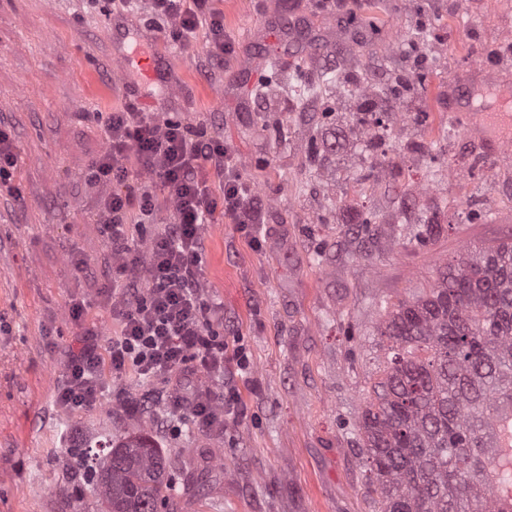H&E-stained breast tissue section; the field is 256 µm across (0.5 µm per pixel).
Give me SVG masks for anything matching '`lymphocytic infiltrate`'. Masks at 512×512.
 <instances>
[{
	"mask_svg": "<svg viewBox=\"0 0 512 512\" xmlns=\"http://www.w3.org/2000/svg\"><path fill=\"white\" fill-rule=\"evenodd\" d=\"M147 11L171 25L180 38L206 28L211 55L223 59L224 17L210 8L209 0H148ZM105 134L107 148L92 162L85 186L98 196L97 221L109 233L113 262L101 275L121 282L123 288L115 310L121 334L113 340L108 357H101L91 343L69 357L57 394L58 405L67 409L96 404L106 358L113 370L128 369L147 381L187 369L223 375L227 345L204 319L208 304L199 280L201 228L211 223L219 207L250 234L259 220V209L242 186L219 134L197 133L181 121H160L128 109L109 114ZM133 163L155 176L174 204L171 224L144 253L133 246L129 221L154 223L158 199L153 189L142 185L117 191ZM208 170L222 182L223 203H216L212 195L204 177ZM218 399L225 415L240 414L239 395L230 385L217 396L178 387L168 405L175 412L190 410L198 422L210 426Z\"/></svg>",
	"mask_w": 512,
	"mask_h": 512,
	"instance_id": "obj_1",
	"label": "lymphocytic infiltrate"
}]
</instances>
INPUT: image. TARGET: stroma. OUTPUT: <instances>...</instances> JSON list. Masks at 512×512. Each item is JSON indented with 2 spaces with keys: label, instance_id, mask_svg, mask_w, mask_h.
I'll list each match as a JSON object with an SVG mask.
<instances>
[{
  "label": "stroma",
  "instance_id": "obj_1",
  "mask_svg": "<svg viewBox=\"0 0 512 512\" xmlns=\"http://www.w3.org/2000/svg\"><path fill=\"white\" fill-rule=\"evenodd\" d=\"M352 2L331 0L320 10L316 0H214L232 46L220 61L204 31L182 43L166 22L151 24L178 81L171 118L223 135L263 216L257 246L223 211L202 227L201 283L216 309L213 327L249 359L246 369L228 361L223 376L188 380L214 392L227 380L239 393L241 414L205 428L189 412H169L167 383L130 371L105 370L94 406L57 404L65 363L83 336L93 334L103 350L121 329L113 313L121 290L98 276L110 259L108 236L84 186L107 146L103 114L130 105L112 61L117 9L113 0H0V124L15 137L21 191L0 192V512H103L96 489L76 476L73 444L139 433L152 435L163 455L177 512H377L357 437L388 355L376 302L430 287L437 268L460 254L512 239L511 202L490 200L488 214L474 219L451 207L449 182L466 193L490 191L465 174L469 157L485 156L482 142L463 139L442 170L421 164L409 144L445 137L448 71H471L477 44L512 37V0H398L392 12L383 0H360L358 12ZM273 9L299 39L264 40ZM425 12L444 21L450 40L424 90L399 110L429 122L409 129L377 166L367 204L356 190L360 147L347 116L325 121L317 103L295 107L290 85L307 62L310 78L361 68L386 89L415 62L380 53L382 29L411 35ZM249 46L277 62L280 81L257 82L237 112L226 85ZM425 211L436 216V234L407 246Z\"/></svg>",
  "mask_w": 512,
  "mask_h": 512
}]
</instances>
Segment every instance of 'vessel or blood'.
I'll list each match as a JSON object with an SVG mask.
<instances>
[{"instance_id": "vessel-or-blood-1", "label": "vessel or blood", "mask_w": 512, "mask_h": 512, "mask_svg": "<svg viewBox=\"0 0 512 512\" xmlns=\"http://www.w3.org/2000/svg\"><path fill=\"white\" fill-rule=\"evenodd\" d=\"M112 28V58L120 72L123 93H133V86H140V93H135L137 106L146 112L157 111L156 101L144 89L154 84L175 92L168 58L154 48L152 38L136 25L116 18ZM447 96L454 107L475 116L471 133L481 137L488 148L495 150L512 141V77L502 75L489 82L467 75L449 84Z\"/></svg>"}]
</instances>
